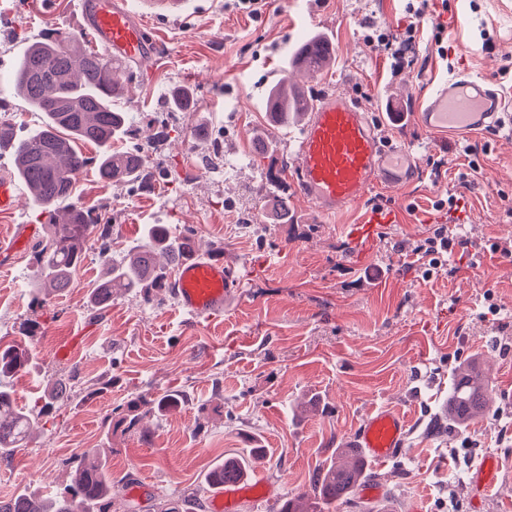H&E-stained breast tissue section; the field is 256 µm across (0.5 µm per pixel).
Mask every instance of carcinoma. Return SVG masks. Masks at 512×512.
<instances>
[{
    "instance_id": "carcinoma-1",
    "label": "carcinoma",
    "mask_w": 512,
    "mask_h": 512,
    "mask_svg": "<svg viewBox=\"0 0 512 512\" xmlns=\"http://www.w3.org/2000/svg\"><path fill=\"white\" fill-rule=\"evenodd\" d=\"M128 66L112 63L89 42L70 35L54 38L44 34L27 43L18 55L12 86L15 95L32 112L41 113V122L21 136L0 126V140L12 150L17 178L30 190L32 200L49 214L46 237L33 245L31 263L35 268L33 302L44 306V296L61 294L74 284V274L83 260L87 237L94 228L108 237L110 225L97 224L90 216L68 206L76 174L88 164L96 166L99 178L115 182L121 177L138 183L143 178L145 158L140 153L110 150L113 137L122 130L125 115L114 104L121 84L117 75ZM276 105L274 114L292 118L303 111V102L284 79L270 89ZM167 104L180 112L194 107L193 91L174 87ZM66 130L70 137L60 135ZM87 141L102 148L93 158L79 159L71 140ZM195 243L190 236L179 237L163 224L146 230V242L128 250L118 265L107 268L105 276L90 293L93 307L99 311L112 305L120 291L140 290L144 300L153 292L169 287V278L180 257ZM28 349L11 346L0 350V377L27 368ZM479 369L460 368L448 388V420L460 427L483 414L487 405L488 380L478 378ZM72 391L56 384L38 411H25L14 404L10 391L0 388V457H8L30 437L35 421L52 410L68 405ZM183 396L166 394L142 403L158 409H176ZM364 478L360 469L348 464L340 453L316 475L310 490L292 501L286 512H312V497L329 501L344 500ZM112 490V472L102 462L81 464L75 468L63 491L40 495L23 492L0 500V512H109L107 500Z\"/></svg>"
}]
</instances>
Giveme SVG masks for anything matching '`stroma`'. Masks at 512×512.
<instances>
[{"mask_svg":"<svg viewBox=\"0 0 512 512\" xmlns=\"http://www.w3.org/2000/svg\"><path fill=\"white\" fill-rule=\"evenodd\" d=\"M407 0H263L252 17L233 0H201L179 19L150 18L148 30L165 44L157 67L133 65L123 75L119 107L129 127L113 149L148 153L140 185L104 183L94 167L80 171L70 202L110 225L109 258L93 256L98 234L69 292L33 304L30 248L0 267V347L25 346L26 371L4 379L16 403L34 405L62 382L75 400L40 419L26 447L0 458V499L25 490L63 489L76 458H106L112 470V512H157L160 502L197 494L210 512L208 471L227 459L243 461L248 484L277 479L295 498L309 490L348 434L373 406L391 403L408 415L406 452L372 466L384 486L367 501L353 491L323 512H512V258L491 251L512 238V128L442 134L414 117L388 118L390 96L416 99L450 71H469L512 91V0H432L416 19ZM43 0H0V115L16 135L37 125L10 91L13 63L47 27ZM443 24L451 50L441 59L433 39ZM404 32L414 26L415 62L398 77L386 55L365 41L373 26ZM320 34L334 48L318 73L293 69L294 51ZM289 78L311 101L351 94L392 146L412 148L419 173L371 192L366 206L393 211L374 239H351L347 225L363 207L318 214L296 196L289 176L293 129L272 124L267 93ZM192 88L193 111L166 106L171 88ZM207 137L193 134L198 123ZM482 150L469 186L458 177ZM441 154L447 171L432 180L426 160ZM455 194L452 209L436 208ZM285 199L291 219L279 223L274 205ZM149 224L189 227L202 250H222L243 290L224 315L187 328L168 291L153 300L141 292L116 296L106 310L88 297L106 262H120L144 243ZM456 234L447 266L431 277L408 243L440 226ZM70 344L61 360L56 349ZM477 362L491 390L484 415L458 428L447 422L448 387L456 369ZM177 391L184 402L160 413L147 398ZM135 406V426H114L117 406ZM494 457L509 481L487 497L474 496L469 470Z\"/></svg>","mask_w":512,"mask_h":512,"instance_id":"1","label":"stroma"}]
</instances>
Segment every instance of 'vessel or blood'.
Returning <instances> with one entry per match:
<instances>
[{"instance_id": "obj_1", "label": "vessel or blood", "mask_w": 512, "mask_h": 512, "mask_svg": "<svg viewBox=\"0 0 512 512\" xmlns=\"http://www.w3.org/2000/svg\"><path fill=\"white\" fill-rule=\"evenodd\" d=\"M196 0H75L76 28L92 46L114 61L131 63L161 60L160 44L151 40L145 17L180 16ZM392 110L412 111L418 122L432 131L475 132L505 124L506 98L471 74L454 75L434 85L427 96L409 103L397 98ZM297 158L293 185L318 212L332 215L352 205L364 204L379 185L402 184L416 169L417 155L408 149L384 146L367 114L350 95L332 93L309 107L295 139ZM25 190L9 178H0V214L16 211ZM388 211H366L353 225L355 238L373 237L379 224H390ZM171 291L189 323L197 324L223 314L232 289L241 282L223 257L193 253L183 260L171 281ZM403 414L388 405L369 411L346 440L365 463L383 462L401 455L407 437ZM495 458H487L473 473L471 485L484 491L498 481ZM246 488L239 479L218 485L211 512H235Z\"/></svg>"}]
</instances>
